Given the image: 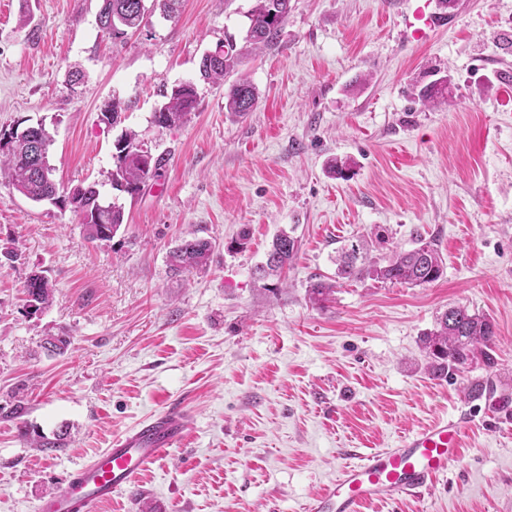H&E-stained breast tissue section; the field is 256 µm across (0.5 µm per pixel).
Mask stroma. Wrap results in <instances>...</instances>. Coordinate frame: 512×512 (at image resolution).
<instances>
[{"label":"stroma","mask_w":512,"mask_h":512,"mask_svg":"<svg viewBox=\"0 0 512 512\" xmlns=\"http://www.w3.org/2000/svg\"><path fill=\"white\" fill-rule=\"evenodd\" d=\"M144 4L141 28L114 40L102 0H0V130L44 123L57 181L95 184L125 212L124 230L93 243L71 209L0 177V249L19 252L0 262V512H36L72 467L173 403L186 445L102 512H306L345 461L467 410L468 382L511 398L512 0H291L276 44L249 52L256 0H183L170 20ZM229 38L238 66L202 80L203 54ZM444 76L446 98L422 102ZM242 78L258 102L232 118L224 97ZM182 83L195 109L157 126ZM114 102L120 122L102 123ZM126 131L168 157L133 197L111 184ZM333 158L345 177L328 173ZM379 227L372 260L420 236L442 278L337 279L340 248ZM283 231L297 258L285 280L261 278ZM193 236L214 242L209 266L173 274L170 248ZM35 271L54 299L30 317ZM317 279L336 285L321 306ZM458 305L495 324V365L432 376L422 337ZM56 334L71 340L61 355L42 347ZM477 402L447 475L363 512H512V422L494 418L495 398ZM27 430L66 431L65 444L30 447Z\"/></svg>","instance_id":"obj_1"}]
</instances>
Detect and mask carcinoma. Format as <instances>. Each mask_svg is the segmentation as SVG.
Wrapping results in <instances>:
<instances>
[{"label":"carcinoma","mask_w":512,"mask_h":512,"mask_svg":"<svg viewBox=\"0 0 512 512\" xmlns=\"http://www.w3.org/2000/svg\"><path fill=\"white\" fill-rule=\"evenodd\" d=\"M289 0H257L251 13L246 42L253 49L273 45L288 17ZM145 12L144 0H103L99 14L102 29L112 38L118 39L127 30L141 25ZM223 60L217 63L202 62L200 73L205 80L224 78L235 69L238 55L233 43L224 44ZM154 113V122L160 127H173L196 107L195 87L177 85ZM257 101L255 87L246 79L234 84L226 96L224 108L232 117H241L251 111ZM51 137L45 127L38 124L28 135L0 148V175L24 197L36 202H50L54 205L70 206L79 215L89 241H109L124 224L122 206L104 203L93 185L78 184L63 187L52 178L53 167L49 162ZM115 170L112 172V188L134 196L148 181L160 177L166 167L162 155L147 153L133 155L137 148L135 133L121 135L113 144ZM299 251L297 238L286 232L278 234L272 241L265 265L259 273L266 277L277 276L291 265ZM214 247L206 238L193 237L181 240L168 253L170 270L175 274L203 269L208 266ZM338 274L344 279L371 277L381 282L408 285L430 284L444 274V262L434 241L417 239L409 250L394 251L388 263L378 265L368 261L366 241L358 238L351 242L341 256ZM26 305L36 306L44 311L53 302L54 289L44 276L27 280ZM496 331L487 317L469 312L464 307H451L437 318L433 331L425 334V345L431 362L429 371L435 376H448L462 371L475 357V351L494 344Z\"/></svg>","instance_id":"1"}]
</instances>
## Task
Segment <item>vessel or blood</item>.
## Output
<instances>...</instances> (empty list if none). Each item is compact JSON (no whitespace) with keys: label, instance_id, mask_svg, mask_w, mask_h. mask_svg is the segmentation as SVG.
<instances>
[{"label":"vessel or blood","instance_id":"b4317fda","mask_svg":"<svg viewBox=\"0 0 512 512\" xmlns=\"http://www.w3.org/2000/svg\"><path fill=\"white\" fill-rule=\"evenodd\" d=\"M470 424L464 413L443 417L401 436L395 447L345 463L335 480L312 499L308 512H361L374 502L421 495L459 458ZM188 435L182 407L169 405L114 437L111 447L92 460L77 464L55 492L40 500L37 512H97L183 445Z\"/></svg>","mask_w":512,"mask_h":512}]
</instances>
